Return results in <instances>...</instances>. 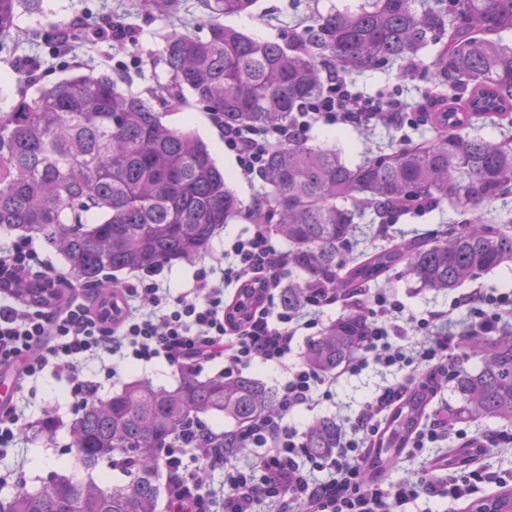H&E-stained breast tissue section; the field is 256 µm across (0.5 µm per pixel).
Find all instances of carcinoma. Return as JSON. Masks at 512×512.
<instances>
[{
  "label": "carcinoma",
  "instance_id": "cac0c4a2",
  "mask_svg": "<svg viewBox=\"0 0 512 512\" xmlns=\"http://www.w3.org/2000/svg\"><path fill=\"white\" fill-rule=\"evenodd\" d=\"M17 2L0 0V35L14 31ZM203 2L207 36L186 30L167 36L162 61L169 80L150 98L121 89L109 74L74 72L0 112V231L39 240L79 283L109 290L112 271L190 259L243 207L209 145L164 124L153 102L179 104L188 93L228 124H287L325 91L322 61L335 62L348 76L412 66L431 46V83L448 89L425 113L433 138L355 166L337 149L303 140L270 150L263 177L271 187L272 230L288 241L290 266L305 274L288 284L281 301L300 305L314 276L337 278L335 290L343 295L398 271L421 288L442 291L512 264L509 226L469 218L512 194V137L491 141L477 133L488 117L512 120V46L505 42L512 35V0H366L356 10L316 16L286 46L222 22L251 12L256 0ZM418 198L453 204L461 229L433 243L375 249L336 277V258L366 211L384 223L391 209ZM88 213L97 221L86 222ZM8 288L27 302L55 300L31 281ZM364 336V314L354 305L307 343L303 358L319 371H334ZM465 348L477 366L448 379L437 374L409 393L387 423L375 467L394 466L434 391L448 386L460 399L456 411L468 418L512 422V330L470 336ZM277 405V393L249 375L230 381L222 374L184 375L172 389L135 380L91 402L71 423L74 466L86 478L53 475L36 489L0 499V512H157L170 488L161 482L160 466L170 436L202 416L244 423ZM340 436L335 419L316 420L305 448L329 456ZM116 454L129 458L128 480L94 477ZM468 512H512V488Z\"/></svg>",
  "mask_w": 512,
  "mask_h": 512
}]
</instances>
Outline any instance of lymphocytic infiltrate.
I'll use <instances>...</instances> for the list:
<instances>
[{"label": "lymphocytic infiltrate", "mask_w": 512, "mask_h": 512, "mask_svg": "<svg viewBox=\"0 0 512 512\" xmlns=\"http://www.w3.org/2000/svg\"><path fill=\"white\" fill-rule=\"evenodd\" d=\"M410 110L399 97L365 96L334 71L324 95L302 106L291 123L225 124L221 131L241 175L254 178L262 175L271 148L306 139L316 124L365 127L383 118L399 125ZM288 266L287 254L272 241L269 222L256 221L224 251L198 264L191 286L179 293H172L159 265L122 279L114 291L94 288L78 297L73 280L42 258L32 239H13L0 248V273L39 280L53 288L58 301L50 308L20 300L0 303V371L11 374L21 390L36 387L46 370H53L67 383L72 409L80 411L98 397L97 383L83 372L90 362H99L110 380L119 378L124 361H163L179 374H198L220 361L228 379L253 366L282 368L286 377L277 388V409L242 423L235 434L242 447L257 449L253 460L226 455L223 434L199 420L167 442L161 464L174 478L169 500L180 512H398L420 499H469L483 483L512 484V472L489 473L471 464L452 469L444 456L396 481L367 474L402 398L426 375L464 363L462 337L512 325L511 292L475 289L455 299L451 309L419 317L408 313L394 289L367 295L368 336L342 372L354 376L373 366L387 378L348 419L335 454L318 458L306 453L305 434L292 418L299 409L332 400L339 374L315 370L294 350L300 333L322 331L323 309L335 304L336 292L327 280L315 278L308 281L300 308L276 304L275 290ZM248 282L263 288L264 299L243 321L228 319L230 301ZM395 336L401 345L392 344ZM452 437L473 444L479 454L512 449V430L482 436L468 417L444 410L422 422L410 445L433 448ZM217 470L223 475L218 485L202 482V474Z\"/></svg>", "instance_id": "1"}]
</instances>
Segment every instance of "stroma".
I'll return each mask as SVG.
<instances>
[{"label":"stroma","mask_w":512,"mask_h":512,"mask_svg":"<svg viewBox=\"0 0 512 512\" xmlns=\"http://www.w3.org/2000/svg\"><path fill=\"white\" fill-rule=\"evenodd\" d=\"M177 14L163 16L149 9L143 0H24L17 9L18 33H34L33 41L17 43L15 35L0 36V111L9 110L17 101L22 89L24 74L20 64L24 59L39 61L36 71L41 84L49 85L68 75L75 68L106 72L119 81L122 88L138 93L159 83L167 82L168 74L161 62L166 36L172 30H188L197 36L207 33V20L200 9V0H178ZM363 0H258L249 14L225 17V25L239 29L260 40L287 43L297 30L300 20L328 12L333 8L356 9ZM87 14L91 22L102 21L105 14L123 15L126 24L138 33L136 46L123 49L109 40L80 38L73 48H56L54 34L64 29L76 15ZM356 86L371 97L402 95L417 103L425 101L427 82L423 73L399 79L391 70H372L355 78ZM165 124L195 132L212 147L217 162L223 167L230 185L246 209H253L258 198L268 196L270 188L262 179L251 180L241 176L235 157L225 151L221 133L208 111L202 106L169 105L163 111ZM429 128L421 126L418 112H411L409 123L395 128L378 124L366 129L348 125L316 127L309 136L312 144L342 149L345 160L353 165L363 162L371 154L390 152L401 144L420 142L430 138ZM457 217L451 205L428 209L425 213L404 212L396 215L386 233H378L376 225L362 221L355 229L350 242L354 251L367 252L388 245L397 229H419L425 239L445 235L455 230ZM380 287L393 288L407 309L423 313L448 309L457 297V290L437 292L418 290L414 280L391 274L381 279ZM85 373L100 385L98 395L108 398L121 391L126 383L143 378L154 385L175 387L179 376L165 364L158 363L143 368L126 366L120 379H107L98 363H90ZM382 376L375 368H368L357 376H343L336 384L334 401L313 410L299 412L297 419L303 424L332 417L342 419L354 416L363 398ZM17 404L33 420L43 419L46 412H53L58 430L52 440H44L37 429H30L18 447L9 449L0 457V498L24 487L34 489L52 475H73V450L68 427L74 415L68 404L67 384L53 374H46L35 394H23Z\"/></svg>","instance_id":"35a3bbf8"}]
</instances>
